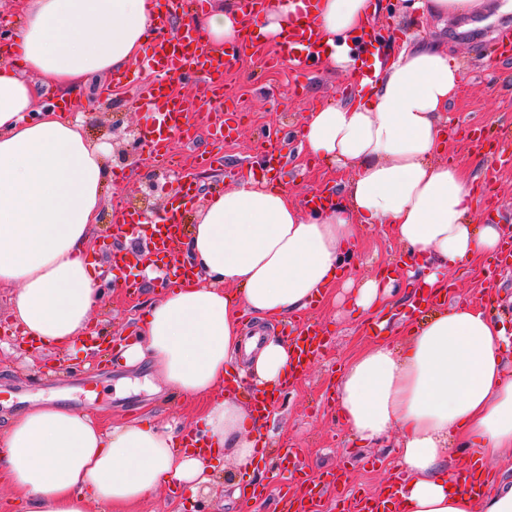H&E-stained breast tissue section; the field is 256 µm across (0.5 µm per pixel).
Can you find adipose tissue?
<instances>
[{
    "instance_id": "adipose-tissue-1",
    "label": "adipose tissue",
    "mask_w": 512,
    "mask_h": 512,
    "mask_svg": "<svg viewBox=\"0 0 512 512\" xmlns=\"http://www.w3.org/2000/svg\"><path fill=\"white\" fill-rule=\"evenodd\" d=\"M22 24L0 44V288L23 334L71 350L102 304L108 283L87 251L103 209L105 152L83 130L94 108L67 119L35 111L37 86L80 92L93 76L142 60L157 33L160 0H15ZM373 0H271L254 31L278 43L298 13H310L320 65L358 76L354 100L305 118L312 156L351 177L340 198L315 209L296 205L279 180L248 176L211 196L182 241L196 278L147 309L124 365L158 367L167 391L202 404L199 449L184 452L174 428L149 421L107 426L48 400L0 423V477L25 512H131L165 483L209 482L211 452L229 450L236 467L256 470L265 441L259 418L224 395L230 377L258 392L284 386L295 362L291 339L248 335L241 311L267 324L306 308L347 269L344 256L363 225L386 224L407 259L426 269L425 288L445 290L449 272L499 253L500 225H475V181L436 161L448 139V106L462 80L446 50H401L361 71L348 37L360 34ZM238 4L196 15L213 53L242 37ZM512 346L482 307L457 302L412 328L401 346L382 340L355 352L336 380L339 412L372 447L400 432L406 474L396 512H512V483L474 499L454 485L448 442L472 460L512 447Z\"/></svg>"
}]
</instances>
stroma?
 Masks as SVG:
<instances>
[{"label": "stroma", "mask_w": 512, "mask_h": 512, "mask_svg": "<svg viewBox=\"0 0 512 512\" xmlns=\"http://www.w3.org/2000/svg\"><path fill=\"white\" fill-rule=\"evenodd\" d=\"M372 29L388 38L391 52L403 44L438 43L448 48L450 57L462 66L463 77L456 97L450 104L451 123L459 128L480 129L492 145H500L499 132L507 119H512V60L486 69L481 53L490 47L493 31L500 23L511 20L512 11H502L503 0H488L482 14L466 18L436 20L419 11L404 8V0H376ZM123 88L102 96L104 78H92L83 95L95 107L94 117L86 124L87 136L93 144L107 148V164L112 172L104 194L122 193L132 204H140L141 193L149 181H156L152 203L155 212L166 205L163 190L173 173L157 167L147 149L122 158L111 153L112 125L144 127L153 121L152 113L136 109L134 90L142 77L141 63H131ZM231 94L240 96L244 109L239 114L238 130L223 146V164L207 171H192L195 153L209 149L206 134H199L194 144L175 142L174 148L184 160L183 172L194 175L196 203L204 205L213 193L234 187L243 163L262 162L259 145L265 136H273L281 147V182L294 202H303L311 192L326 187H340L349 180V170L319 164L308 157L296 132L301 129L307 112L328 103L352 98L357 86L350 74L340 70L314 67L306 73H295L289 67L263 70L258 57L244 53L236 70L228 78ZM440 160H453L470 174L477 176L478 204L473 221L501 223L505 213L512 212V164L500 163L497 154L476 156L466 140L450 141L439 155ZM113 222L112 206H105L102 221L94 228V245L89 258L100 270L112 271L114 286L107 292L101 307L93 314L92 324L110 336L130 335L135 320L158 301L165 289L161 278L116 273L112 270L113 239L109 227ZM403 247L393 236L389 225L373 224L360 234L349 256V271L355 285L374 276L386 266L398 263ZM491 262L482 257L454 278L456 298L476 304L487 303L489 315L504 325L512 336V271L499 272L485 279ZM135 291H126V284ZM354 288L334 284L314 316L323 330L327 345L303 377L288 388L262 427L269 447L265 463L253 475L257 484L268 483L279 462L275 451L296 448L307 475L344 472L347 488L359 495L378 494L395 479L397 452L395 441L379 448L359 446L347 424L337 412L333 394L343 361L357 350L381 337L373 325L372 314L355 304ZM19 327L9 308L8 291L0 288V418L11 415L29 401L50 394L60 396L62 403L90 412L108 425L149 420L159 426L178 430L194 427L200 406L169 392L150 393L133 389L132 381L157 379L156 367L144 363L134 369L119 367L105 360H86L70 353L46 349L35 354L20 347ZM212 482L193 488L187 485L161 486L142 501L136 512H280L275 494L265 502L248 506L233 497L231 459H223Z\"/></svg>", "instance_id": "35a3bbf8"}]
</instances>
